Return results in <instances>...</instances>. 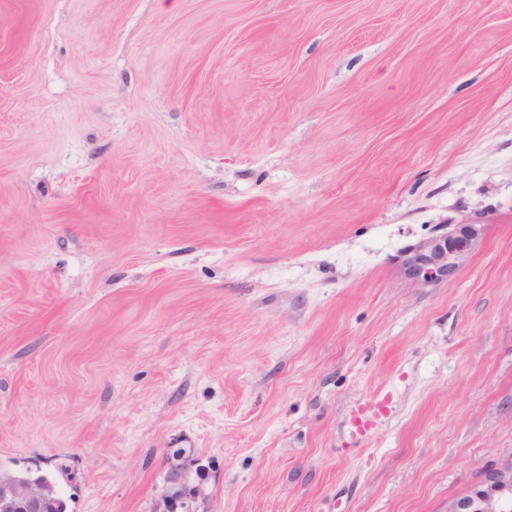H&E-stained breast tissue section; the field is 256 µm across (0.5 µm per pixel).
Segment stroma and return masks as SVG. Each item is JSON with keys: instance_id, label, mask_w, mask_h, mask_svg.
I'll use <instances>...</instances> for the list:
<instances>
[{"instance_id": "stroma-1", "label": "stroma", "mask_w": 512, "mask_h": 512, "mask_svg": "<svg viewBox=\"0 0 512 512\" xmlns=\"http://www.w3.org/2000/svg\"><path fill=\"white\" fill-rule=\"evenodd\" d=\"M510 450L512 0H0L1 471L442 512ZM442 232L403 247L397 256L401 278L408 288L424 292L452 280L487 237L479 221L445 224Z\"/></svg>"}]
</instances>
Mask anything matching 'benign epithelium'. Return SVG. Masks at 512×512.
Returning <instances> with one entry per match:
<instances>
[{
  "mask_svg": "<svg viewBox=\"0 0 512 512\" xmlns=\"http://www.w3.org/2000/svg\"><path fill=\"white\" fill-rule=\"evenodd\" d=\"M487 237L479 221L446 224L442 232L403 247L397 256L401 278L424 292L452 280ZM0 504L9 512H42L37 487L16 483L0 489ZM512 509V451L494 455L486 468L460 493L448 498L443 512H509Z\"/></svg>",
  "mask_w": 512,
  "mask_h": 512,
  "instance_id": "7a95c632",
  "label": "benign epithelium"
}]
</instances>
